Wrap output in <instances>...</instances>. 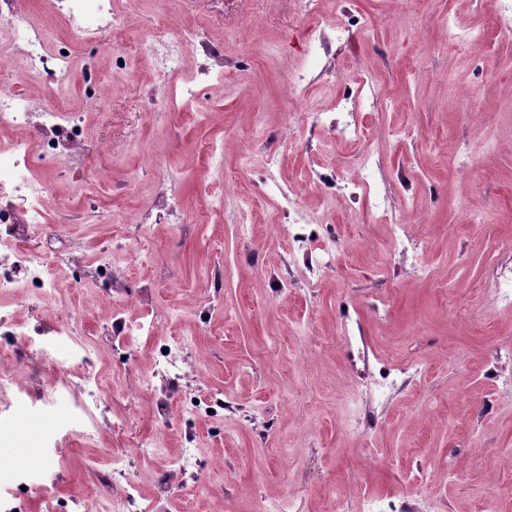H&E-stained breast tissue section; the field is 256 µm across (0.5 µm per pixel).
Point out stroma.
I'll list each match as a JSON object with an SVG mask.
<instances>
[{
  "label": "stroma",
  "instance_id": "obj_1",
  "mask_svg": "<svg viewBox=\"0 0 512 512\" xmlns=\"http://www.w3.org/2000/svg\"><path fill=\"white\" fill-rule=\"evenodd\" d=\"M119 8L139 39L160 18L177 29L207 21L236 72L198 103L164 112L147 93L158 73L139 57L95 108L80 76L89 67L111 76L110 41L75 45L68 103L94 152L78 172L41 168L60 221L35 225L25 247H79L93 264L110 255L151 288L157 329L117 354L111 288L74 283L65 267L50 296L21 276L0 288L11 322L33 325L45 312L59 326L82 323V335L62 339L66 365L43 367L33 401L95 394L106 406L73 437L29 420L28 442L45 437L54 449L31 463L33 486L10 489L19 512H115L129 477L154 512H331L343 504L358 512L369 497L389 499L396 512H424L431 500L440 512H512V390L502 383L512 377V306L495 288L512 270V39L483 0H328L332 23L354 11L366 24L334 58L342 81L296 99L283 87L304 27L289 0H154L136 9L121 0ZM450 26L479 36L470 60L443 52ZM363 78L379 99L378 111L360 115L368 142L337 144L305 122L303 107L330 108L344 83ZM256 133L267 135L291 180L377 153L381 187L410 224L417 253L395 251L385 225L341 200L324 208L311 190L307 204L319 232L335 240L338 261L327 282L303 287L304 266L289 264L288 243L272 227L274 203L245 181L237 192L258 198L242 217L247 239L221 223L195 235L174 224L139 226L156 191L155 162L180 174L189 207L207 208L225 190L208 178L203 145L230 141V173L245 163L236 142ZM114 140L125 147L117 161L101 150ZM419 261L428 277L412 274ZM219 268L223 304L207 318L202 306ZM171 337L188 340L210 413L183 412L168 401L165 381L152 395L138 387L136 374ZM408 362L420 374L379 396L385 369ZM186 430L195 474L154 499ZM145 441L160 442L162 453L137 457ZM117 456L125 477L104 481Z\"/></svg>",
  "mask_w": 512,
  "mask_h": 512
}]
</instances>
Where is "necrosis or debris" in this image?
<instances>
[{"instance_id":"obj_1","label":"necrosis or debris","mask_w":512,"mask_h":512,"mask_svg":"<svg viewBox=\"0 0 512 512\" xmlns=\"http://www.w3.org/2000/svg\"><path fill=\"white\" fill-rule=\"evenodd\" d=\"M294 14L306 25L302 44V66L286 84L284 92L296 95L312 87L317 78H335V71L323 68L324 55L333 48L343 47L348 31L345 27L330 24L323 13V0H290ZM43 9L49 10L71 23H79V37L83 40L112 36L122 29V17L116 0H42ZM189 46L201 51L204 58L191 74H183L181 47ZM74 44L61 41L49 45L45 30L38 17L22 11L18 0H0V61L24 58L26 68L21 81H39L57 90L51 106L33 108L26 96L14 90L0 89V131L13 132L15 138L6 150L0 151V228L10 230V236L0 242V284L12 282L23 273L29 282L38 283L43 292H52L55 281L46 267L54 263L70 267L84 262L81 253L68 250L53 257L17 249V241L25 239L33 225L46 223L53 194L42 178L35 173L40 161L52 157L73 168L83 167L91 146L87 142L81 120L68 112L61 92L69 86L70 57ZM149 49L158 71L166 75L180 74L179 83L163 85L162 106L172 110L191 105L200 98L203 89L229 78L224 61L217 50L213 29L204 22L185 29L159 27L153 30ZM378 108L377 98L367 93L364 82L346 87L331 112L317 113V120L327 128L332 138L342 142L369 140V129L358 119L359 112H373ZM360 174L352 176L346 165H337L330 172L317 169L306 171L304 183L325 187L327 201L343 197L357 204L360 211L372 215L382 224L390 225L397 244L410 238L405 225L398 221L395 210L381 195L376 175L380 161L373 153L362 155L358 162ZM261 182L266 197L278 204L276 230L288 238L293 252L305 258L307 277L305 283L316 287L336 268V249L319 245V237L312 230V220L304 206V195L299 185L280 174V160L265 157L261 165ZM159 190L142 208L147 223H163L165 217L175 213L180 223L200 226V219L182 212L171 173L160 174ZM136 293L144 309L140 316L125 314L118 305L129 293ZM112 298L117 306L112 310V332L119 346L127 347L140 337L155 333L156 319L147 307L148 289H131L121 275L112 278ZM163 352L157 353L151 371L140 379L143 389H154L157 378L181 381L187 378L189 353L181 339L165 341ZM96 404L82 403L61 406L52 399L43 400L38 407L39 416L49 418L57 433H73L88 415L94 414Z\"/></svg>"}]
</instances>
